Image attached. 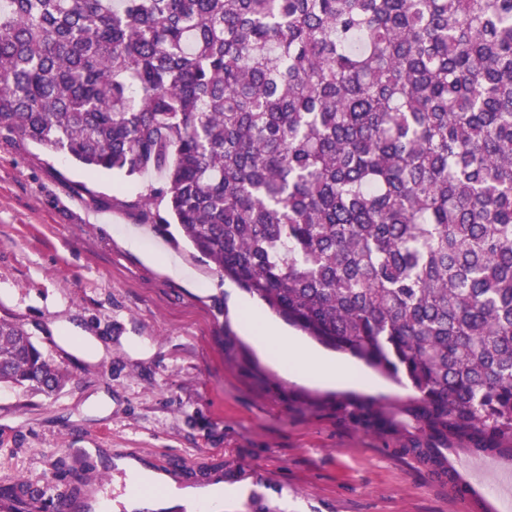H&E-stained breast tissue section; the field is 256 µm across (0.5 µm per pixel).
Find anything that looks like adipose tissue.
Here are the masks:
<instances>
[{
    "label": "adipose tissue",
    "instance_id": "obj_1",
    "mask_svg": "<svg viewBox=\"0 0 512 512\" xmlns=\"http://www.w3.org/2000/svg\"><path fill=\"white\" fill-rule=\"evenodd\" d=\"M242 315L243 327L257 348L291 379L330 384L337 376L344 375L358 383H366V376L356 368L338 364L307 349L269 323L259 309L244 305ZM116 466L130 479L131 489L124 498L127 512H140L145 506L153 508L154 512H173L174 508L182 506H210L240 500L247 492L243 484L181 487L168 475L157 473L145 461L135 457L118 459Z\"/></svg>",
    "mask_w": 512,
    "mask_h": 512
}]
</instances>
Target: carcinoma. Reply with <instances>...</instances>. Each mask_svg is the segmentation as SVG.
<instances>
[{"label":"carcinoma","mask_w":512,"mask_h":512,"mask_svg":"<svg viewBox=\"0 0 512 512\" xmlns=\"http://www.w3.org/2000/svg\"><path fill=\"white\" fill-rule=\"evenodd\" d=\"M2 131L161 175L217 272L412 389L336 414L491 512L448 441L512 459V0H0ZM65 381L0 317L1 386Z\"/></svg>","instance_id":"obj_1"}]
</instances>
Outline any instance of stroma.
<instances>
[{"label":"stroma","instance_id":"obj_1","mask_svg":"<svg viewBox=\"0 0 512 512\" xmlns=\"http://www.w3.org/2000/svg\"><path fill=\"white\" fill-rule=\"evenodd\" d=\"M158 184L92 176L0 134V317L69 373L50 396L0 386V487L118 489L114 460L132 454L179 483H248L223 512H469L396 439L330 407L407 389L378 374L369 388L297 382L253 344L249 294L160 222L164 207L146 219ZM70 327L104 356L66 339Z\"/></svg>","mask_w":512,"mask_h":512}]
</instances>
